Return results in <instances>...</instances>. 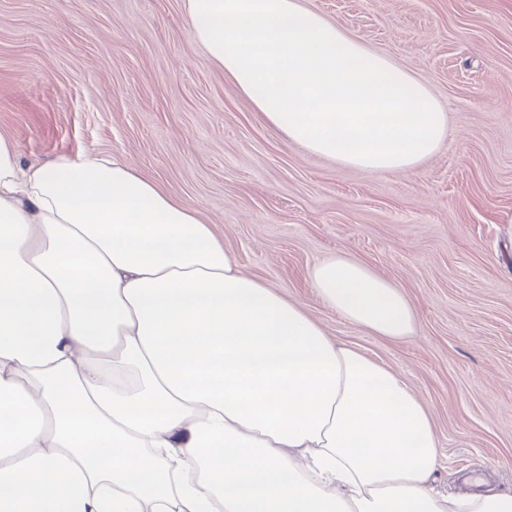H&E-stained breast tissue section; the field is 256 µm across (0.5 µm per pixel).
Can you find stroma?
Instances as JSON below:
<instances>
[{
  "mask_svg": "<svg viewBox=\"0 0 512 512\" xmlns=\"http://www.w3.org/2000/svg\"><path fill=\"white\" fill-rule=\"evenodd\" d=\"M449 114L416 171L286 142L189 33L183 0H0V133L21 163L113 155L196 207L240 265L429 409L438 489L512 492V0H301ZM334 252L402 288L413 336L364 333L308 268Z\"/></svg>",
  "mask_w": 512,
  "mask_h": 512,
  "instance_id": "35a3bbf8",
  "label": "stroma"
}]
</instances>
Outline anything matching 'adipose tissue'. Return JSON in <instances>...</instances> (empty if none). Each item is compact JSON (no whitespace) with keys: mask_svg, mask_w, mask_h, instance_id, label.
<instances>
[{"mask_svg":"<svg viewBox=\"0 0 512 512\" xmlns=\"http://www.w3.org/2000/svg\"><path fill=\"white\" fill-rule=\"evenodd\" d=\"M191 34L310 153L412 172L446 141L429 86L299 0H183ZM329 309L413 335L362 261ZM426 406L254 275L197 208L115 157L21 164L0 134V512H512L434 490Z\"/></svg>","mask_w":512,"mask_h":512,"instance_id":"obj_1","label":"adipose tissue"}]
</instances>
